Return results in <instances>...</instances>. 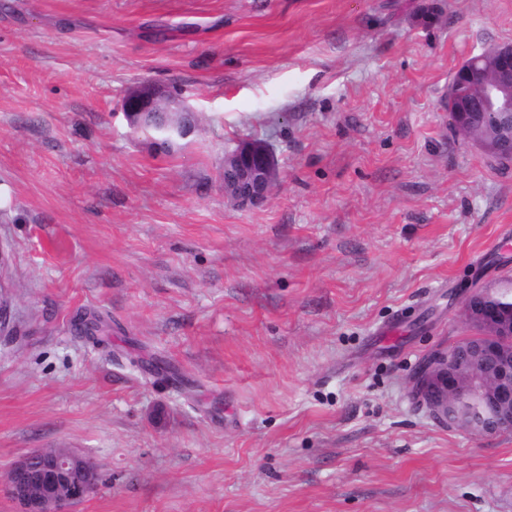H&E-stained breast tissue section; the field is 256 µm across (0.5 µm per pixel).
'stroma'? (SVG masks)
<instances>
[{"instance_id":"35a3bbf8","label":"stroma","mask_w":512,"mask_h":512,"mask_svg":"<svg viewBox=\"0 0 512 512\" xmlns=\"http://www.w3.org/2000/svg\"><path fill=\"white\" fill-rule=\"evenodd\" d=\"M505 42L512 0H0V512L38 448L96 460L75 512H512V431L410 389L512 276V167L445 108ZM145 83L196 109L185 148L131 133ZM244 140L258 208L224 198ZM223 168L225 197L241 208L264 204L278 175L274 153L261 141L243 142L225 153ZM74 329L78 335L85 336L98 346L108 345L112 335L109 324L101 314L84 313L77 316L74 320Z\"/></svg>"}]
</instances>
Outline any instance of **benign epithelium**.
<instances>
[{"label":"benign epithelium","instance_id":"7a95c632","mask_svg":"<svg viewBox=\"0 0 512 512\" xmlns=\"http://www.w3.org/2000/svg\"><path fill=\"white\" fill-rule=\"evenodd\" d=\"M465 86L469 93L458 89ZM133 132L157 123V117H174V135L162 148L171 150L197 130L195 110L174 92L143 84L121 103ZM448 116L455 132L487 126L492 133L476 144L501 165H512V43L493 46L468 58L455 72L448 90ZM224 194L241 208L258 207L269 197L277 179L272 149L261 141H247L224 155ZM463 315L485 339L464 353L431 351L411 378V392L434 419L450 429L475 436L512 430V354L498 340L512 338V302L498 296V289L477 283L468 294ZM477 396L484 413L460 417L455 402ZM98 485L93 461L79 453H29L15 462L8 492L17 512H69L87 499Z\"/></svg>","mask_w":512,"mask_h":512}]
</instances>
